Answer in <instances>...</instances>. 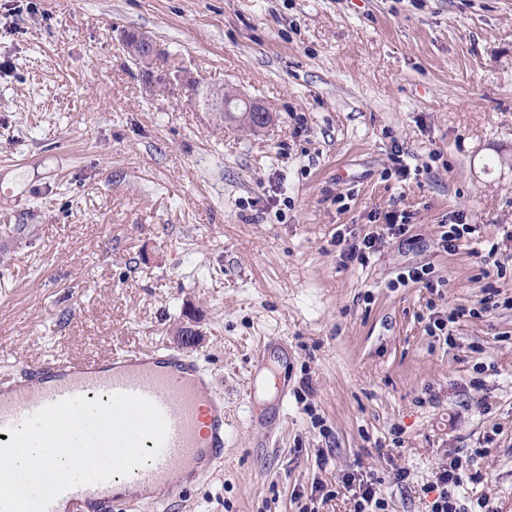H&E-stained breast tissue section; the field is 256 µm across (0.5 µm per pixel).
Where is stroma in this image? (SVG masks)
Returning <instances> with one entry per match:
<instances>
[{"instance_id":"35a3bbf8","label":"stroma","mask_w":512,"mask_h":512,"mask_svg":"<svg viewBox=\"0 0 512 512\" xmlns=\"http://www.w3.org/2000/svg\"><path fill=\"white\" fill-rule=\"evenodd\" d=\"M129 30L269 124L150 96ZM391 211L409 240L342 267L337 233ZM453 214L477 230L451 256ZM490 240L512 255V0H0V373L172 345L191 319L224 396L223 462L127 512H299L352 469L389 512H428L452 454L483 476L466 501L512 512V308L464 317L452 348L426 331L512 296V264L484 272ZM416 262L443 287H395ZM209 92L210 97H217V101L223 104L224 112H228V114H225L224 112L216 113L220 120L235 121L239 126L249 130H255L258 127H263L270 120L268 113V119L266 121H256L254 118V112L263 113L269 112V110L248 98L233 94L230 101H224V89L210 90ZM245 112H250L251 118H247ZM487 295H485L481 300H479V309H469L466 310L464 308L452 309L449 311L448 315H436L440 313L430 314L429 323L427 325V331L430 336H445L444 341L447 342L448 346L453 347L455 345L452 331L448 329L449 324H456L459 322V319L464 316L475 317L482 312H489L490 310L499 307L500 302L499 298L495 297L500 295V291L492 290L487 291ZM440 332V334L437 333Z\"/></svg>"}]
</instances>
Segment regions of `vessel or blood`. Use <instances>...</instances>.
<instances>
[{
    "label": "vessel or blood",
    "mask_w": 512,
    "mask_h": 512,
    "mask_svg": "<svg viewBox=\"0 0 512 512\" xmlns=\"http://www.w3.org/2000/svg\"><path fill=\"white\" fill-rule=\"evenodd\" d=\"M126 393L152 401L167 423L163 446L145 439L157 455L129 476L134 493L152 490L170 495L180 478L208 474L212 461L224 456V396L202 374L189 344L165 349H131L112 357L77 364L50 358L26 365L0 381V435L42 408L73 397L109 403L111 394ZM108 482L79 485L62 500L88 512H114L117 497Z\"/></svg>",
    "instance_id": "obj_1"
}]
</instances>
